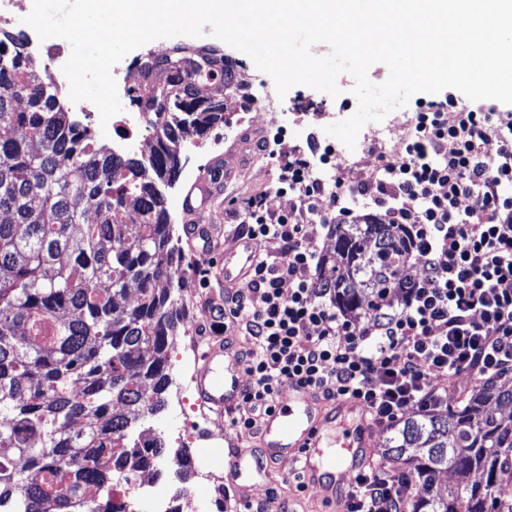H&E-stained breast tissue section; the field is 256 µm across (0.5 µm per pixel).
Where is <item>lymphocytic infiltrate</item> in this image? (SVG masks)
Returning a JSON list of instances; mask_svg holds the SVG:
<instances>
[{"label":"lymphocytic infiltrate","mask_w":512,"mask_h":512,"mask_svg":"<svg viewBox=\"0 0 512 512\" xmlns=\"http://www.w3.org/2000/svg\"><path fill=\"white\" fill-rule=\"evenodd\" d=\"M449 107L458 110L452 123ZM489 144L495 155H485ZM315 167L297 157L281 168L276 191L294 197L291 209L271 210L262 197L244 209V237L280 241L285 259L259 260L247 285L225 291L215 309L251 338L243 354L251 381L233 427L256 430L285 381L359 398L383 429L412 407L446 406L460 376L512 373V113L483 101H420L400 160L384 164L377 181H353L340 167L328 185ZM465 197L477 208L461 209ZM362 199L402 225L424 260L423 273L398 286L402 308L378 299L363 324L326 303L312 276L318 225L348 223ZM441 375L449 384L439 388ZM353 482L346 512H405L407 476L381 464Z\"/></svg>","instance_id":"f902f5d3"}]
</instances>
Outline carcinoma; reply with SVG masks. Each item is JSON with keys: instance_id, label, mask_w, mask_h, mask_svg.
<instances>
[{"instance_id": "cac0c4a2", "label": "carcinoma", "mask_w": 512, "mask_h": 512, "mask_svg": "<svg viewBox=\"0 0 512 512\" xmlns=\"http://www.w3.org/2000/svg\"><path fill=\"white\" fill-rule=\"evenodd\" d=\"M161 64L170 75L147 104L151 153L114 155L45 85L23 34L0 37V128L12 132L0 139V504L12 512H123L114 489L165 452L129 438L164 407L169 339L183 326L184 261L160 186L179 176L182 133L224 113L192 95L197 56ZM335 254L346 272L318 287L354 312L403 274L410 250L397 224H349ZM506 405L512 388L493 380L461 407L391 427L387 455L406 459L423 491L412 512H512L497 495L512 472ZM443 471L457 480L442 494Z\"/></svg>"}]
</instances>
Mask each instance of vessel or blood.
I'll return each instance as SVG.
<instances>
[{"label":"vessel or blood","mask_w":512,"mask_h":512,"mask_svg":"<svg viewBox=\"0 0 512 512\" xmlns=\"http://www.w3.org/2000/svg\"><path fill=\"white\" fill-rule=\"evenodd\" d=\"M253 109L243 96L232 111L225 113V154L250 148L248 114ZM212 191L210 177L204 176L179 201L194 220L190 239H204L210 230L196 218L210 204ZM258 258V245L239 240L236 248L217 262V276L225 287H242ZM198 359L199 403L217 417L232 415L243 400L245 366L241 353L230 343H210ZM368 413L366 405L355 398L330 400L305 385L290 383L287 402L274 404L249 446L236 448L225 458V476L244 496L252 479L283 487L295 474L306 486L321 489L324 512H341L352 492L353 474L367 464L371 455L373 426Z\"/></svg>","instance_id":"1"}]
</instances>
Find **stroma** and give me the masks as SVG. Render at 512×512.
I'll return each instance as SVG.
<instances>
[{
    "label": "stroma",
    "mask_w": 512,
    "mask_h": 512,
    "mask_svg": "<svg viewBox=\"0 0 512 512\" xmlns=\"http://www.w3.org/2000/svg\"><path fill=\"white\" fill-rule=\"evenodd\" d=\"M337 85L340 93L335 97L306 86H296L285 97L271 95L268 103L254 112V120L270 133L276 134L277 139L272 152L257 150L243 162L232 163L231 168L235 172L233 179L225 184L223 193L210 204L209 210L216 222L224 226L221 239L224 250L229 251L234 247L243 219L242 211L249 198L266 194L269 207L275 210L288 208L292 204V196L279 195L272 190L280 167L288 157H302L332 143V136L326 132L327 126L347 119L356 112L358 102L351 93L353 77L347 73L341 74ZM223 137L224 127L220 124L202 135L192 131L185 134L179 146L180 175L176 182L164 189L172 236L179 247L186 251L183 300L187 328L170 342L168 357L170 374L174 377H187L194 371L188 344L200 347L218 337L212 329L213 309L223 303L224 289L213 280L201 284V264L197 255L187 250L186 217L178 201L208 171L213 159L212 145L222 141ZM165 399L164 410L147 421L155 435L163 437L167 447L162 469L160 473L152 474L151 481L170 497L184 487L193 489L198 497H206L204 485L194 480L181 481V467L176 458L177 451L183 447L180 436L187 433L190 426L188 415L194 398L179 394L176 385L172 384L166 390Z\"/></svg>",
    "instance_id": "stroma-1"
}]
</instances>
